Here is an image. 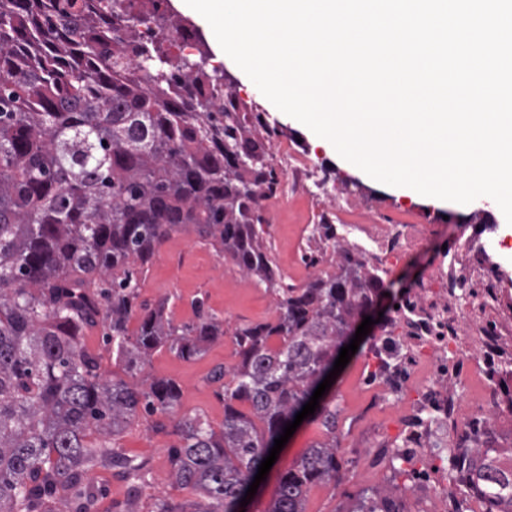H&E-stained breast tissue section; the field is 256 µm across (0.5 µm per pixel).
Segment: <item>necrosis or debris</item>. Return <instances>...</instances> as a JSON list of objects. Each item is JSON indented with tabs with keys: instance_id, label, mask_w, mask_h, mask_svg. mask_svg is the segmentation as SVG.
<instances>
[{
	"instance_id": "necrosis-or-debris-1",
	"label": "necrosis or debris",
	"mask_w": 512,
	"mask_h": 512,
	"mask_svg": "<svg viewBox=\"0 0 512 512\" xmlns=\"http://www.w3.org/2000/svg\"><path fill=\"white\" fill-rule=\"evenodd\" d=\"M314 166L305 156H286L283 187L279 193L262 198L263 206L279 205L299 194L310 193ZM351 245L370 253L380 252L386 262L412 257L427 239L424 224H374L363 221L348 225ZM468 261L450 259L441 264L419 288L402 299L389 329L373 342L377 353H388L393 328H401V348L386 367L378 393V406H391L407 392L416 391L412 414L402 430V451L408 458L409 474L398 495L419 503V512H448V452L435 448L431 440L436 429H457L464 424L466 384L456 383L455 360L483 364L487 370L482 397L474 408L476 421L493 425L504 416L500 404L499 378L512 371L504 359L505 330L486 329L491 308L501 305L495 293L482 294L472 283L483 275L488 256L485 244L467 243ZM427 376L421 385L413 378L419 370Z\"/></svg>"
}]
</instances>
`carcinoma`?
I'll use <instances>...</instances> for the list:
<instances>
[{
    "mask_svg": "<svg viewBox=\"0 0 512 512\" xmlns=\"http://www.w3.org/2000/svg\"><path fill=\"white\" fill-rule=\"evenodd\" d=\"M137 2L0 0V512H52L62 492L70 512H88L82 502L95 488L86 475L101 460L144 481L143 466L109 436L139 415L176 414L179 386L103 383L79 336L104 315L107 340L132 370L166 344L193 359L224 335L217 318L201 315L177 336L162 305L144 309L128 332L137 299L128 264L148 265L172 230L194 228L281 294L276 322L234 332L241 362L222 390L224 430L201 415L176 422L183 443L169 449L173 477L216 503L204 512H239L274 439L333 369L383 284L346 250L338 275L279 287L260 208L278 187L273 129L225 91L224 74L163 51L169 26L157 0L149 12ZM128 19L152 31L137 50L140 72L126 56ZM237 400L265 422L263 436ZM312 420L330 441L282 475L267 512H304L307 485L340 480L336 397L320 399ZM91 428L103 439L85 441ZM448 456L449 496L512 512V469L499 466L498 449Z\"/></svg>",
    "mask_w": 512,
    "mask_h": 512,
    "instance_id": "carcinoma-1",
    "label": "carcinoma"
}]
</instances>
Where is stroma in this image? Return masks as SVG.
<instances>
[{
    "label": "stroma",
    "mask_w": 512,
    "mask_h": 512,
    "mask_svg": "<svg viewBox=\"0 0 512 512\" xmlns=\"http://www.w3.org/2000/svg\"><path fill=\"white\" fill-rule=\"evenodd\" d=\"M224 71L233 79V90L257 111L265 113L277 133L272 143L287 145L289 152L308 155L317 177L337 202L356 197L363 213L386 224H428L435 233L408 261L394 264L384 278L385 295L379 296L376 311L391 316L395 304L438 266L445 253L464 250L468 237H493L505 241L507 250L490 254L486 262L483 287L512 294V225L501 211L489 204L475 203L464 207L452 203L432 204L416 198L400 187L373 180L362 173L347 171L343 162L317 146L313 133L295 119L282 114L267 100L247 75L229 58L221 57ZM330 212L325 198H293L267 214L263 241L283 282L296 288L305 287L313 277L334 274L336 263L317 260L316 252L302 225H318ZM138 284L137 304L154 308L165 303V316L173 327L183 329L197 323L200 312L215 316L224 325L225 334L210 342L200 357L185 360L166 348L151 352L136 372H127L112 356L106 341L108 322L98 319L86 327L81 341L84 349L100 363L103 380L123 379L140 388L157 379L174 380L180 387L178 415H204L214 430L224 425V400L219 386L211 382L214 369L233 370L240 362L239 349L232 333L244 324L273 322L278 317L276 295L255 277L246 275L224 257L210 242L191 229L179 228L158 246L148 267L132 263ZM383 323L371 325L368 337L336 377L329 392L342 409L339 428L341 454L347 464L340 484L315 483L309 486L305 512H355L362 494L380 492L394 496L399 484L385 465L372 464L359 448L365 430L378 428L388 444L399 441L402 416L408 402L399 407L380 409L374 404L377 384L368 382L369 360L366 352ZM162 430L152 428L149 420H133L116 438L120 452L142 462L146 478L140 487L119 471L99 464L89 478L99 489L90 512H157L167 504L172 512H202L206 501L191 490L178 487L172 477L168 450L181 442L173 418H166ZM329 436L320 422L303 420L280 451L275 464L262 481L245 512H266L275 496L282 475L301 459L312 446L328 442Z\"/></svg>",
    "instance_id": "1"
}]
</instances>
